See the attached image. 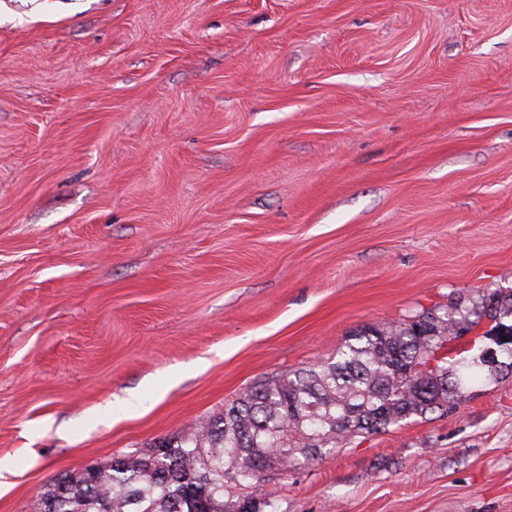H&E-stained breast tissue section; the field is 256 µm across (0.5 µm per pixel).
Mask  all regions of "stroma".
I'll return each mask as SVG.
<instances>
[{
    "instance_id": "35a3bbf8",
    "label": "stroma",
    "mask_w": 512,
    "mask_h": 512,
    "mask_svg": "<svg viewBox=\"0 0 512 512\" xmlns=\"http://www.w3.org/2000/svg\"><path fill=\"white\" fill-rule=\"evenodd\" d=\"M495 289L512 0H0V512ZM250 497L512 512V377Z\"/></svg>"
}]
</instances>
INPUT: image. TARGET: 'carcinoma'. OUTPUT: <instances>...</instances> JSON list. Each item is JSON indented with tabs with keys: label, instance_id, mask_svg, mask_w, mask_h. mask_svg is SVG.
Masks as SVG:
<instances>
[{
	"label": "carcinoma",
	"instance_id": "1",
	"mask_svg": "<svg viewBox=\"0 0 512 512\" xmlns=\"http://www.w3.org/2000/svg\"><path fill=\"white\" fill-rule=\"evenodd\" d=\"M493 327L482 333L483 320ZM512 332V291L443 313L367 325L321 363L249 387L220 416L91 473L57 479L39 512H224V496L269 473L286 474L413 416L459 409L471 386L512 373V340L497 345L499 370L480 355L500 328ZM470 334L468 346L443 344Z\"/></svg>",
	"mask_w": 512,
	"mask_h": 512
}]
</instances>
